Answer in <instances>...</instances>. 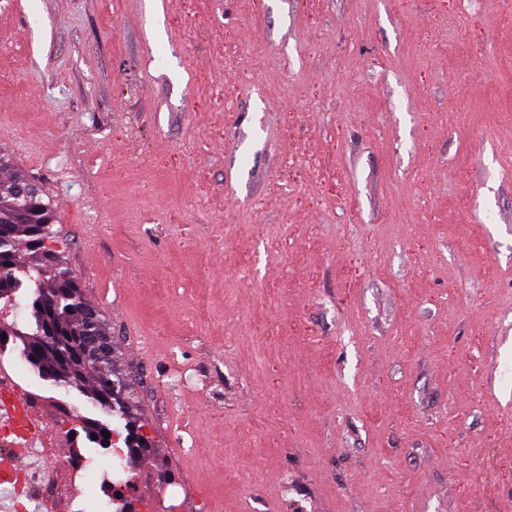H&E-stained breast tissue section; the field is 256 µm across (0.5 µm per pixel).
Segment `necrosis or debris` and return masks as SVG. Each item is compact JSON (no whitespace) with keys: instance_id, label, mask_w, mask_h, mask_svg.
Returning <instances> with one entry per match:
<instances>
[{"instance_id":"4bbe7bcc","label":"necrosis or debris","mask_w":512,"mask_h":512,"mask_svg":"<svg viewBox=\"0 0 512 512\" xmlns=\"http://www.w3.org/2000/svg\"><path fill=\"white\" fill-rule=\"evenodd\" d=\"M22 373L21 360L0 359V469L10 467L15 453H23L29 459L21 474L0 485L12 504V512H30L31 488H42L47 498H54L64 479L106 486L113 499H124L146 476L147 462L126 469L124 479L108 482L106 469L95 467L83 454L93 433L89 417L80 415L75 405L64 398L46 404L35 387L23 382ZM55 446L67 449V456L46 457V449Z\"/></svg>"}]
</instances>
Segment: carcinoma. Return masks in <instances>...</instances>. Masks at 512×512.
I'll list each match as a JSON object with an SVG mask.
<instances>
[{
  "mask_svg": "<svg viewBox=\"0 0 512 512\" xmlns=\"http://www.w3.org/2000/svg\"><path fill=\"white\" fill-rule=\"evenodd\" d=\"M50 203L24 175L0 181V311L24 298L29 326L0 318V336L21 343L20 353L54 387L75 389L95 407L123 413L127 386L113 362L90 359L86 337L94 328L88 305L70 270L46 242L55 238Z\"/></svg>",
  "mask_w": 512,
  "mask_h": 512,
  "instance_id": "carcinoma-1",
  "label": "carcinoma"
}]
</instances>
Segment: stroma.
<instances>
[{
    "instance_id": "1",
    "label": "stroma",
    "mask_w": 512,
    "mask_h": 512,
    "mask_svg": "<svg viewBox=\"0 0 512 512\" xmlns=\"http://www.w3.org/2000/svg\"><path fill=\"white\" fill-rule=\"evenodd\" d=\"M176 512H512V5L0 0Z\"/></svg>"
}]
</instances>
